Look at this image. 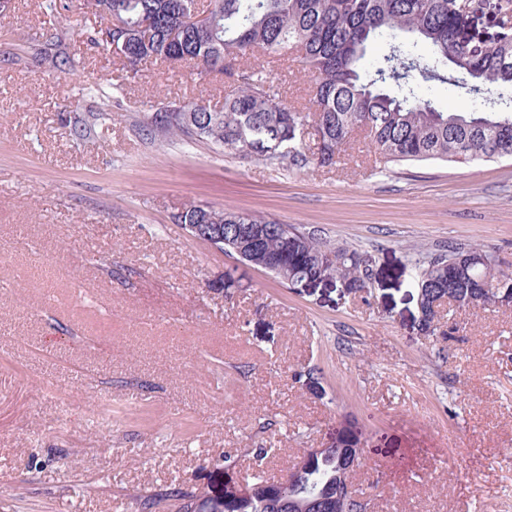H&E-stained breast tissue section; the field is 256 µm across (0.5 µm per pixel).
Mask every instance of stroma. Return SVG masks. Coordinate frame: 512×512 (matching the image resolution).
I'll return each instance as SVG.
<instances>
[{
  "label": "stroma",
  "instance_id": "stroma-1",
  "mask_svg": "<svg viewBox=\"0 0 512 512\" xmlns=\"http://www.w3.org/2000/svg\"><path fill=\"white\" fill-rule=\"evenodd\" d=\"M99 25L83 0L0 17V512L220 496L338 439L364 451L351 482L368 512H512V306L450 311L456 331L431 336L413 285L416 260L457 248L512 273V160L384 169L358 134L335 166L289 169L164 137L157 107L218 110L227 85L160 63L127 79L91 43ZM55 42L73 71L46 56ZM247 66L307 106L298 59ZM90 112L104 127L75 133L69 116ZM189 205L366 255V285L281 284L175 224Z\"/></svg>",
  "mask_w": 512,
  "mask_h": 512
}]
</instances>
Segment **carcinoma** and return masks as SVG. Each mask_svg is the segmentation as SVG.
I'll list each match as a JSON object with an SVG mask.
<instances>
[{"label": "carcinoma", "mask_w": 512, "mask_h": 512, "mask_svg": "<svg viewBox=\"0 0 512 512\" xmlns=\"http://www.w3.org/2000/svg\"><path fill=\"white\" fill-rule=\"evenodd\" d=\"M108 20L116 13L126 28L117 43L127 42L119 56L131 76L150 62L191 63L200 81L212 77L234 84L215 111L204 101H184L194 116L172 118L166 106L147 116V124L162 136L206 140L244 157L299 169L336 164L354 132H366L372 148L386 164L419 162L477 163L512 159V105L491 96L500 84H512V35L506 31L488 39L470 32L461 0H211L207 30L187 24L196 0H86ZM152 19L149 32L136 29L142 17ZM386 42V53L372 75L360 72L368 46ZM423 43L424 58L415 52ZM260 49L272 57L287 49L301 53L305 70L315 80L308 111L286 106L261 72L237 66V59ZM451 83L483 101L471 112H450L417 92L415 81ZM318 141L306 153L302 137L308 130ZM176 224H211L224 242L202 241L228 255L246 226L258 240L248 246L243 262L269 272L284 270L282 283H301L317 276L323 261L316 239L260 214L190 205L173 216ZM337 279L350 290L365 287L368 269L356 251L339 249ZM414 286L420 299L419 330L435 334L436 308L448 301L460 309L489 307L512 299V274L499 269L478 247L451 250L423 262ZM350 481L336 449L308 461L296 482L273 490L255 483L253 495L240 502L224 493L219 498L195 489L173 488L150 497L145 508L169 512H282L276 504L290 497L320 502L318 512H367L368 503L337 497L338 484Z\"/></svg>", "instance_id": "obj_1"}]
</instances>
